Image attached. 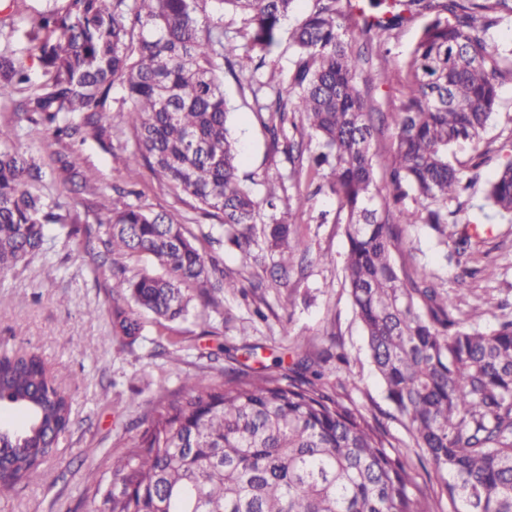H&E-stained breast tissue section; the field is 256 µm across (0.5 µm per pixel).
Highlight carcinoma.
Listing matches in <instances>:
<instances>
[{
    "label": "carcinoma",
    "instance_id": "cac0c4a2",
    "mask_svg": "<svg viewBox=\"0 0 512 512\" xmlns=\"http://www.w3.org/2000/svg\"><path fill=\"white\" fill-rule=\"evenodd\" d=\"M35 12L27 37L42 70L34 80L15 53H0V94L23 95L17 122L60 146L53 174L65 188L98 195L96 180L73 146L112 139V88L125 91L135 150L128 165L147 167L177 198L218 221L226 240L250 254L256 233L278 252L279 268L300 249L281 180L263 182L257 200L240 178V152L227 128L224 68L249 78L266 66L282 21L299 0H52ZM291 32L288 68L259 82L273 96L258 105L273 148L303 171L308 159L336 197L348 242L345 279L366 347L389 400L414 445L442 476L452 512H512V320L490 331L472 324L456 298L423 270L397 265L403 224H426L445 259L467 265L479 225L460 224L461 197L473 185L448 160L469 144L478 168L495 151L484 134L512 81V43L493 29L512 20V0H311ZM248 26L228 35L224 13ZM421 15L419 37L396 74L400 104L388 156L386 194L376 191V126L361 86L388 81L360 67L389 52L393 31ZM299 121H289V115ZM296 136L279 139L286 122ZM318 152L310 153L311 144ZM43 164L0 124V275L47 257L45 227L57 224L76 245L95 240L112 270V292L158 321L185 320L198 300L219 306L235 287L197 245L182 216L152 214L118 191L101 205L105 220L79 225L36 188ZM412 206L400 208L405 199ZM491 217L512 219V159L485 191ZM271 210L260 223V203ZM145 256L160 272L127 276L122 259ZM117 335L144 326L121 306ZM322 373L188 376L147 411L145 430L87 489L98 512H434L425 493L409 490L401 453L379 426L327 391ZM22 409L21 428L0 425V498L42 472L69 427L71 406L40 358L0 356V405Z\"/></svg>",
    "mask_w": 512,
    "mask_h": 512
}]
</instances>
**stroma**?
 I'll use <instances>...</instances> for the list:
<instances>
[{"instance_id":"stroma-1","label":"stroma","mask_w":512,"mask_h":512,"mask_svg":"<svg viewBox=\"0 0 512 512\" xmlns=\"http://www.w3.org/2000/svg\"><path fill=\"white\" fill-rule=\"evenodd\" d=\"M41 7V0H0V17H12L17 27L8 47L34 70L39 64L28 50L25 30L27 19ZM224 93L232 108L230 134L242 154L240 172L251 177L255 193H262L263 181L287 176L291 166L283 154L271 150L250 91L229 72ZM124 95L122 87L113 88L111 145L90 141L78 149L83 166L98 178L100 197L68 194L48 177L40 185L47 202L61 205L80 223L94 224L101 216V197L131 185L138 192L137 204L155 213L179 212L193 233L209 232L191 199H177L147 168L134 174L127 170L135 144L128 117L120 110ZM499 98L485 134L499 145V153L476 170L470 147L455 148L449 155L457 168L475 176L463 206L467 217L479 216L486 184L503 161L504 149H512V82L500 85ZM301 192L305 205L296 228L303 251L295 255L287 279L279 278V257L264 243L254 245L248 258L229 243L209 245L208 253L236 282L221 294L219 310L161 325L141 314L143 334L134 340L112 332L109 281L95 270V252L66 244L56 225L47 227L52 238L49 258H35L0 276V354L39 355L70 396L73 410L71 425L59 437L41 479L18 485L8 499L0 500V512H91V502L79 501L80 491L97 476L104 451L126 442L131 427L143 425L151 398L177 389L186 375L216 368L252 377L291 368L300 348L312 369L322 372L331 393L387 433L404 455L413 487L440 491L439 476L421 460L370 362L344 279L347 241L336 222V200L306 182ZM481 234L472 259L478 270L473 277H464L460 268L447 263L443 246L424 224L405 225L402 251L395 260L411 271H431L440 292L459 294L461 309L478 310V327L489 330L512 319V223L488 222ZM323 253L332 255L333 263L321 262Z\"/></svg>"}]
</instances>
